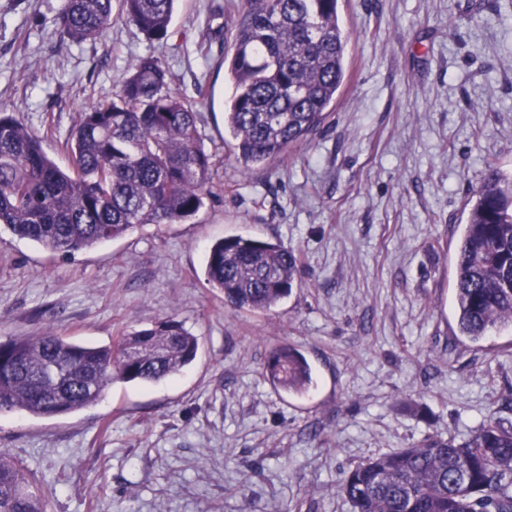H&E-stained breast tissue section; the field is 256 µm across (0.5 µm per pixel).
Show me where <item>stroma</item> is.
Masks as SVG:
<instances>
[{"instance_id": "obj_1", "label": "stroma", "mask_w": 512, "mask_h": 512, "mask_svg": "<svg viewBox=\"0 0 512 512\" xmlns=\"http://www.w3.org/2000/svg\"><path fill=\"white\" fill-rule=\"evenodd\" d=\"M64 0H0V108L59 165L81 106L154 53L195 96L213 156L203 207L64 257L0 226V342L45 330L91 345L172 318L195 360L158 383L115 380L55 418L0 411L47 512H352L344 474L426 436L512 426V331L473 343L453 308L456 246L488 166L512 170V0H339L348 76L326 123L264 168L224 142L234 0H177L152 44L123 20L75 45ZM231 235L278 242L299 279L271 311L225 305L206 254ZM306 357L302 395L264 377L273 347Z\"/></svg>"}]
</instances>
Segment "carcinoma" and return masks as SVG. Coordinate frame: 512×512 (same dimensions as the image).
Listing matches in <instances>:
<instances>
[{
  "label": "carcinoma",
  "mask_w": 512,
  "mask_h": 512,
  "mask_svg": "<svg viewBox=\"0 0 512 512\" xmlns=\"http://www.w3.org/2000/svg\"><path fill=\"white\" fill-rule=\"evenodd\" d=\"M175 0H64L61 37L96 42L113 16L150 42L170 35ZM224 55L233 92L224 132L244 168L264 167L320 128L345 85L348 38L338 0H239ZM165 63L139 57L111 99L80 109L63 169L11 112L0 110V224L63 256L123 236L137 224H177L203 206L212 156L198 101L170 88ZM456 249L459 335L479 342L512 329V174L489 168L467 203ZM297 255L242 235L214 242L208 284L234 309L268 312L291 292ZM199 350L174 319L88 346L47 331L0 342V411L62 416L96 403L114 379L156 383L179 375ZM264 376L303 394L305 356L273 348ZM340 489L353 512H512V427L489 416L467 439L428 436L349 470ZM0 512H46L27 469L0 454Z\"/></svg>",
  "instance_id": "cac0c4a2"
}]
</instances>
